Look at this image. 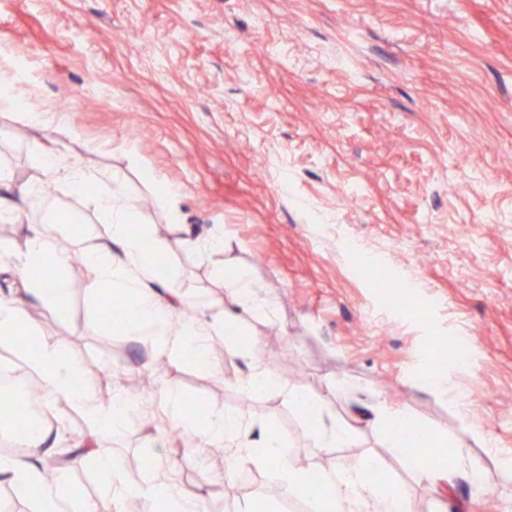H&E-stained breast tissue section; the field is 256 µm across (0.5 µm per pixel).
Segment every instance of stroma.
<instances>
[{
    "label": "stroma",
    "mask_w": 512,
    "mask_h": 512,
    "mask_svg": "<svg viewBox=\"0 0 512 512\" xmlns=\"http://www.w3.org/2000/svg\"><path fill=\"white\" fill-rule=\"evenodd\" d=\"M0 70V164L18 182L45 180L48 151L103 171L136 204L135 227L162 244L195 319L234 308L215 276L224 265L247 270L266 306L241 324L252 359L219 341L207 362L173 358L96 326L90 269L73 261L108 240L89 198L62 184L0 224L6 299L30 225L49 209L68 217L55 230L76 237L62 269L68 311L28 296L34 340L63 344L99 403L146 381L150 420L109 441L127 483L161 475L205 512L236 501L292 512L294 495L261 463L228 479L225 449L171 438L174 388L215 413L243 409L253 432L274 421L285 456L311 470L371 457L414 512H503L494 476L498 453L512 451V0H0ZM212 237L223 252L192 245ZM353 239L363 253L349 250ZM379 275L406 284L402 301L373 288ZM452 336L469 337L467 362L453 358ZM283 352L298 370L290 386L336 421L402 410L467 456L432 485L367 424L348 445L311 447L280 391L242 402L250 363L271 369ZM432 363L466 407L424 381ZM46 410L54 454L66 457L90 433L87 414L63 399Z\"/></svg>",
    "instance_id": "stroma-1"
}]
</instances>
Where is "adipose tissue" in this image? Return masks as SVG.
Masks as SVG:
<instances>
[{
	"mask_svg": "<svg viewBox=\"0 0 512 512\" xmlns=\"http://www.w3.org/2000/svg\"><path fill=\"white\" fill-rule=\"evenodd\" d=\"M44 165L49 179L39 185L17 183L9 170L0 167V223L11 224L20 219L17 198L38 199L49 194L52 185L60 181L67 183L74 192L91 198L101 218L112 227L103 255L88 257L92 277L87 290L95 301V321L100 331L135 336L149 328L162 348L171 354L193 351L202 358L207 357V342L214 337L233 347L241 346L242 313L265 309L249 288L243 273L224 269L218 272L225 284L235 288L240 312H225L223 319L212 322L175 325L174 310L159 293L160 288L171 285L169 276L157 273L161 247L145 233L133 229L132 215L121 187L107 183L102 174L66 164L59 154L46 156ZM64 220V215L56 212L49 216L48 227L33 230L18 266L25 286L41 298L53 300L59 314L66 310L68 295L67 284L59 274L66 246L52 233L51 227ZM33 330L23 298L0 300L1 345L14 343L22 333ZM23 357L41 376L46 399H64L82 405L92 429L101 436H115L125 429L130 406L124 391H116L109 405L95 403L88 391L77 386V368L64 346L39 343L25 347ZM241 386L250 394H260L272 388L286 392L295 410L309 426L313 447L333 448L349 442L353 435L351 428L330 420L321 402L288 388L281 377L261 366H251ZM407 420L406 412L380 408L374 412L370 423L386 432L394 453H403L408 440L414 439L428 443L440 453L463 456V448H448L445 441L424 426L406 431ZM49 440L50 433L43 426L23 432L21 441L27 452L1 458L0 478L8 480L22 493L39 490L36 512H91L88 501L71 486L67 470H59L50 478L36 463V456L48 455ZM92 455L97 480L113 497L138 499L153 508L164 505L169 512H198L195 498L174 497L170 487L156 477H149L138 485L126 483L119 460L106 445H99Z\"/></svg>",
	"mask_w": 512,
	"mask_h": 512,
	"instance_id": "adipose-tissue-1",
	"label": "adipose tissue"
}]
</instances>
